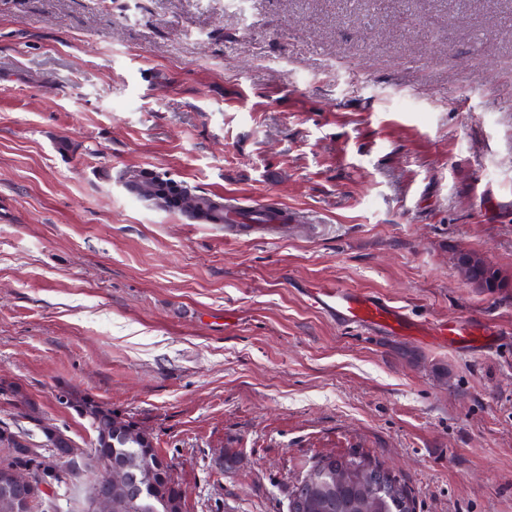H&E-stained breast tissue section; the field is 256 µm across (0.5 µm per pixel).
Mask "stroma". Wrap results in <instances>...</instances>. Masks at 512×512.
<instances>
[{"instance_id": "1", "label": "stroma", "mask_w": 512, "mask_h": 512, "mask_svg": "<svg viewBox=\"0 0 512 512\" xmlns=\"http://www.w3.org/2000/svg\"><path fill=\"white\" fill-rule=\"evenodd\" d=\"M0 0V382L82 448L87 394L148 430L186 512H288L326 455L415 512H512V5ZM318 216L251 242L121 171ZM344 286L477 322L464 354L336 324ZM458 263V262H457ZM487 265H492L485 257H483L480 253L472 252L469 257L464 259L462 263H458V266L463 271L464 275L466 276L467 280L475 285L482 286L483 280L487 287L488 291L494 293L499 291L501 288H506V283L504 280L500 277L498 269H495L494 267H488L484 270H482ZM480 269L479 272V278H469L472 276L475 270Z\"/></svg>"}]
</instances>
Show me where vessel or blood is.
<instances>
[{
  "label": "vessel or blood",
  "instance_id": "vessel-or-blood-1",
  "mask_svg": "<svg viewBox=\"0 0 512 512\" xmlns=\"http://www.w3.org/2000/svg\"><path fill=\"white\" fill-rule=\"evenodd\" d=\"M287 212L277 211L261 203L239 206L234 200L224 202V223L228 230L263 222L272 226L286 222ZM314 301L337 323L387 336H419L432 342L467 352L488 353L495 346L493 331L472 325L464 329L449 327L447 322H418L404 308L381 296L348 288H320Z\"/></svg>",
  "mask_w": 512,
  "mask_h": 512
}]
</instances>
